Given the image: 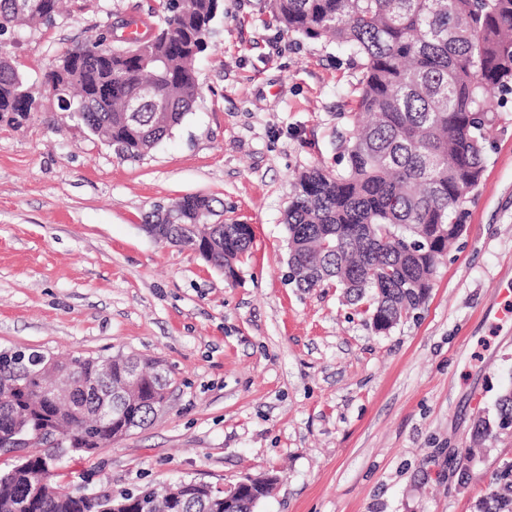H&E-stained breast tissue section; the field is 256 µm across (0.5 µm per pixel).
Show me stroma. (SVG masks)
Wrapping results in <instances>:
<instances>
[{
    "mask_svg": "<svg viewBox=\"0 0 512 512\" xmlns=\"http://www.w3.org/2000/svg\"><path fill=\"white\" fill-rule=\"evenodd\" d=\"M157 4L62 0L52 23L0 37L39 102L0 125V350L133 353L175 379L150 425L63 456V482L116 496L273 473L256 512H487L512 485V428L473 440L512 387V103L427 301L378 333L339 288L288 279L295 178L337 167L356 123L349 52L286 32L268 0H224L200 95L148 154L118 158L59 110L56 60ZM186 195L251 225L236 278L146 232Z\"/></svg>",
    "mask_w": 512,
    "mask_h": 512,
    "instance_id": "1",
    "label": "stroma"
}]
</instances>
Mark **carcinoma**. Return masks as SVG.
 Listing matches in <instances>:
<instances>
[{"mask_svg": "<svg viewBox=\"0 0 512 512\" xmlns=\"http://www.w3.org/2000/svg\"><path fill=\"white\" fill-rule=\"evenodd\" d=\"M36 12L19 14L16 0H0V35L17 22L54 19L58 0H40ZM223 0H159L149 53L128 56L148 33L124 35L133 21L112 29V44L91 38L69 51L78 64L66 71L69 104L64 112L92 133L107 135L113 152L142 156L179 126L198 97L195 60L208 47L205 27ZM285 29L310 40L332 37L360 60L356 111L369 115L350 138L346 164L336 171L301 173L285 216L289 280L299 288L327 280L345 290L351 305L368 303L367 324L397 325L419 309L434 285L439 263L464 231L460 206L479 182L487 159V132L499 100L512 95V0H271ZM112 82V102L89 103L83 95ZM150 85L155 92L131 120L127 100ZM171 122L158 128V106ZM37 106L16 68L0 63V123L18 125ZM157 240L195 248L197 230L183 224H156ZM213 266L239 263L252 231L245 224L212 229ZM141 388L130 390L133 417L143 428L154 420L152 402L171 386L172 375L155 374L156 363L138 357ZM64 385L77 375L102 387L122 388L127 363L91 357H54L37 350L0 354V441L16 426L42 431L44 443L57 436L80 438L98 422V396L81 393L79 402L58 408L37 392L36 376ZM512 426V393L498 399L496 422L478 420L475 436L485 440L497 423ZM20 452L27 468L0 471V512H105L100 494L71 489L60 479V459L49 452ZM49 480L45 501L29 502L30 483ZM489 512H512V488L492 496Z\"/></svg>", "mask_w": 512, "mask_h": 512, "instance_id": "cac0c4a2", "label": "carcinoma"}]
</instances>
